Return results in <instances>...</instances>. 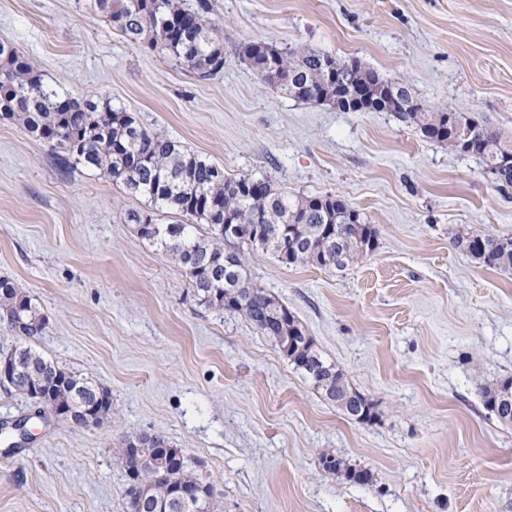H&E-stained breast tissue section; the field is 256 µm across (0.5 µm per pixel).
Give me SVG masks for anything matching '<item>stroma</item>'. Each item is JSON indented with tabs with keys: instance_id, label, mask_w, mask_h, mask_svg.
Returning a JSON list of instances; mask_svg holds the SVG:
<instances>
[{
	"instance_id": "35a3bbf8",
	"label": "stroma",
	"mask_w": 512,
	"mask_h": 512,
	"mask_svg": "<svg viewBox=\"0 0 512 512\" xmlns=\"http://www.w3.org/2000/svg\"><path fill=\"white\" fill-rule=\"evenodd\" d=\"M224 67L199 77L125 38L77 0H0V42L45 83L100 92L149 131L299 196L330 194L377 231L344 273L255 251L253 282L374 402L349 420L236 313L124 220L152 210L97 170L61 171L50 144L0 117V278L48 318L34 347L106 388L112 416L45 414L0 451V512H124V440L161 433L214 512H512V427L477 386L512 375V271L453 244L512 236V199L391 112H339L259 81L240 47L326 52L406 82L429 110L512 134V0H210ZM333 453L366 484L323 469Z\"/></svg>"
}]
</instances>
